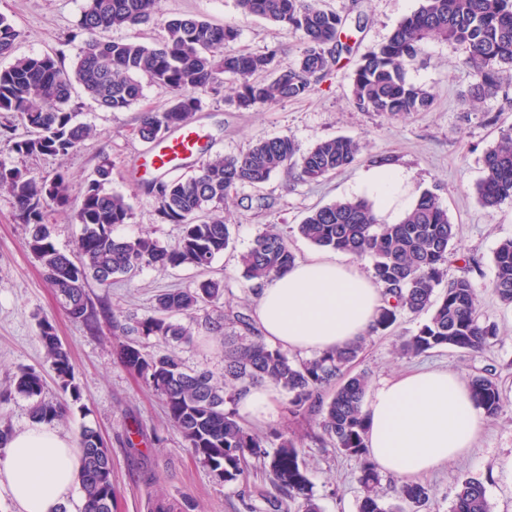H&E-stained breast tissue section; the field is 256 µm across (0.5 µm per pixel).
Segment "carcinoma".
Listing matches in <instances>:
<instances>
[{
	"label": "carcinoma",
	"mask_w": 512,
	"mask_h": 512,
	"mask_svg": "<svg viewBox=\"0 0 512 512\" xmlns=\"http://www.w3.org/2000/svg\"><path fill=\"white\" fill-rule=\"evenodd\" d=\"M244 17L257 16L299 33L303 44L297 63L276 64L277 51L242 53L233 48L238 29L217 26L198 18L159 20L157 0H85L74 36H84V46L71 70L49 54L14 57L0 69V112L19 114L28 134L5 139L7 150L21 157L66 155L91 135L69 108L74 84L100 108L120 112L143 95L141 78L162 90L167 103L160 111L146 110L138 118L136 135L154 146L164 143L177 129L194 123L203 111L207 94L223 82L236 79L237 107L298 98L325 77L348 45L341 42L345 22L323 10L318 0H236ZM158 20L164 30L154 44L105 40L112 28L136 26ZM19 31L0 15V58L13 57ZM430 39L446 41L463 52V63L473 72L474 83L460 93L462 103L474 104L501 93L509 86L502 73L512 69V0H421L387 40L368 51L352 74L351 100L363 112L396 116L423 112L432 105L427 91L406 80V67ZM363 141L336 136L303 152L290 136L263 141L248 152L216 157L169 179L142 180L137 188L158 201L161 219L182 226L180 237L161 245L148 235L121 238L112 228L131 219L130 198L112 190V162L105 159L86 179L80 199L69 193L66 174L36 178L0 161V188L14 199V218L30 227L28 248L55 288L66 315L90 331L99 330L109 308L96 304L85 285L93 278L102 285L116 274L134 277L144 267H194L208 271L215 257L230 243L224 224V203L245 183L258 185L281 170L299 171V177L316 180L342 170L363 153ZM484 177L476 187L480 203L495 207L512 201V124L499 130L498 141L483 158ZM48 209L69 210L83 226L73 254L56 249L44 223ZM304 238L321 249L342 251L372 259L373 277L383 296L372 331L391 327L397 314H427L410 336L400 337L398 352L420 356L434 349L453 347L466 352L486 349L497 327L482 319L477 291L467 275L447 277L455 260V225L437 196L423 192L397 224H387L365 199H338L319 207L299 225ZM239 261L252 288L288 270L296 256L282 233L267 229L240 254ZM492 291L506 307L512 306V238L494 252ZM442 293H437L438 287ZM224 284L211 277L189 289H169L156 295L151 314L131 325L112 318L120 336L153 337L164 348L149 354L135 341L120 342V362L162 400L169 421L179 430L192 455L219 481L246 477L251 461L271 458L277 480L288 484L297 512H322L309 493L303 474V448L310 441L355 459L359 464L361 495L357 512H425L434 500L427 485L405 481L387 503L381 477L367 456V424L363 398L366 373L347 376L345 368L362 348L363 340L334 352L292 360L259 335L250 315L222 313L208 321V330L224 336V379L207 370L184 367L175 345L190 339V326L174 321L181 315L194 320L204 307H223ZM237 324L240 336L224 335V321ZM40 341L58 385L75 399L70 351L57 334L53 321L40 324ZM269 383L287 396L291 419L306 425L302 433L254 431L239 414L240 395L249 386ZM14 391L36 398L32 419L51 424L61 420L67 407L40 398L43 379L33 369H22L13 379ZM470 388L486 416H498L512 399L504 393L497 373L487 369L471 378ZM277 442L270 455L271 442ZM81 448L80 481L86 512H112V454L101 434L85 426L78 435ZM450 512H491L483 481L470 477L455 489Z\"/></svg>",
	"instance_id": "carcinoma-1"
}]
</instances>
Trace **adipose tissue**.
Wrapping results in <instances>:
<instances>
[{
  "instance_id": "obj_1",
  "label": "adipose tissue",
  "mask_w": 512,
  "mask_h": 512,
  "mask_svg": "<svg viewBox=\"0 0 512 512\" xmlns=\"http://www.w3.org/2000/svg\"><path fill=\"white\" fill-rule=\"evenodd\" d=\"M380 305L376 284L354 263L316 254L268 280L255 318L265 341L300 354H320L368 335ZM368 456L375 468L399 479L429 472L465 455L481 430L484 412L467 383L445 370H421L388 379L370 392ZM76 446L55 428L16 432L0 450V486L17 512H82L75 495Z\"/></svg>"
}]
</instances>
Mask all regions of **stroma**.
<instances>
[{
    "label": "stroma",
    "instance_id": "obj_1",
    "mask_svg": "<svg viewBox=\"0 0 512 512\" xmlns=\"http://www.w3.org/2000/svg\"><path fill=\"white\" fill-rule=\"evenodd\" d=\"M83 5L84 0H0V14L11 19L20 32L17 54L48 53L69 68L82 46L74 32ZM319 5L344 19L348 51L342 52L338 64L305 95L248 111L235 107V82L225 78L207 96L199 115L209 153L237 156L259 141L284 135L294 138L304 150L334 136L364 138L367 148L352 166L323 179L298 181L283 170L265 184L238 187L224 206L230 244L210 268L211 277L224 284V306L249 314L255 309L257 295L250 289L239 256L259 232L273 226L286 234L297 259L317 254V247L298 231L308 212L339 198L367 196L363 178L370 169L396 168L405 180L385 221L398 223L424 191L436 194L458 228L460 253L470 260L469 271L456 264L448 274H469L482 317L497 326L498 337L480 354L440 348L405 358L396 353L395 342L413 334L424 318L403 313L389 330L368 341L351 364V372H367L375 384L421 367L442 368L465 380L490 368L512 396V308L502 305L492 292L494 251L501 240L512 238V202L485 207L476 194L484 175L483 156L496 142L499 127L512 123V103L497 97L471 108L461 106L458 95L472 83L473 75L463 64L458 46L431 40L406 69L407 81L432 95L429 110L387 117L356 109L350 89L357 63L386 40L418 7L419 0H319ZM158 16V22L115 28L105 36L150 44L162 35L160 20L195 17L236 27V49L254 54L277 49L282 65L293 64L302 50L298 33L259 17H243L235 0H159ZM165 100L164 93L148 85L129 109L108 112L99 109L81 89H74L71 104L77 109V119L92 126L94 134L65 156L20 158L9 154L3 143L5 135L23 136L27 129L15 113L0 112V160L37 177L66 171L70 195L76 199L85 178L101 157H108L113 167L112 188L128 195L132 205L129 223L114 226V235L147 233L160 243L173 242L181 234L180 225L162 222L156 198L136 187L138 181L151 176L146 167L151 146L134 133L137 117L147 109H162ZM257 197L268 198L269 207L251 208L250 200ZM14 211L13 198L0 190V426H9L14 432L32 426L33 401L16 394L13 386L20 369L32 368L43 375V399L69 406L67 418L55 425L61 435L76 438L86 425L106 439L112 452L114 512H150L158 497L188 505L189 512H272L271 500L281 498L282 493L268 470L254 468L234 483L215 479L185 447L159 398L118 360L111 323L101 322L99 330L92 333L66 316L55 289L27 247L28 229L14 220ZM198 278V271L191 267H146L131 279L113 277L108 287L88 280L86 291L92 300L107 303L120 320L131 322L151 313L161 290L191 288ZM214 315L210 308L198 311L190 340L180 343L176 351L187 367L207 370L220 379L224 376V338L238 335L239 330L229 326L224 336L212 335L206 321ZM45 317L53 320L71 351L81 402H72L70 395L58 388L48 368L39 341V322ZM304 462L310 491L323 512H357L360 486L355 460L311 443L305 449ZM468 477L483 481L492 512H512V405L497 418L485 419L465 457L421 476V483L435 494L432 512H448L457 482Z\"/></svg>",
    "mask_w": 512,
    "mask_h": 512
}]
</instances>
